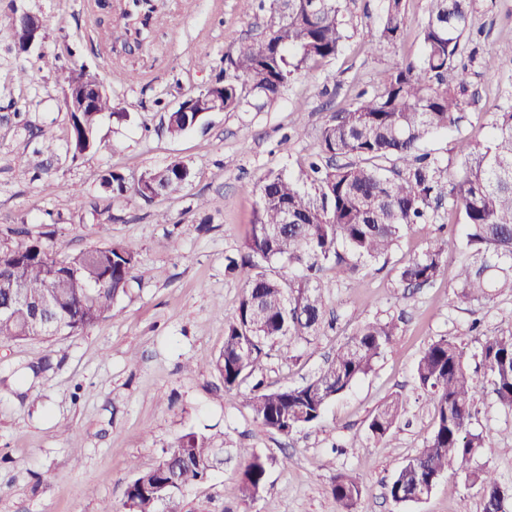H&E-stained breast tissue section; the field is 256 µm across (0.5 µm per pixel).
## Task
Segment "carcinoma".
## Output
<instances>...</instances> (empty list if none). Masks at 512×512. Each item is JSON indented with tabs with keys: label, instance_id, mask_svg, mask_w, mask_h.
I'll return each instance as SVG.
<instances>
[{
	"label": "carcinoma",
	"instance_id": "1",
	"mask_svg": "<svg viewBox=\"0 0 512 512\" xmlns=\"http://www.w3.org/2000/svg\"><path fill=\"white\" fill-rule=\"evenodd\" d=\"M404 2L384 0L371 53L400 38ZM260 7L269 11L264 34L227 46L224 75L209 96L191 101V111L169 112L168 133L176 136L197 127L201 111H262L291 78L335 56L347 38L343 0H260ZM472 13V0H429L419 62L394 64L382 89L358 93L332 116L321 131L306 182L272 172L260 178L243 252L225 258L226 270L243 280L244 292L225 324L224 346L206 362L225 391L240 390L261 370L266 349L276 341L317 331L332 288L317 272L326 264L344 272L355 269L339 247L360 263H375L388 255L405 229L434 219L435 204L452 201L462 216L464 239H437L400 267V281L415 288L434 284L448 256L463 249L467 258L457 274V306L468 309L504 292L512 294V110L498 113L486 144L460 143L453 173L419 153L428 136L455 125L465 110L462 53ZM483 67L512 72V42L484 58ZM110 111L112 100L105 95L91 111L68 114L67 149L73 156L95 146L101 116ZM190 177V169L179 163L145 173L146 183L163 197L180 193ZM102 184L118 195L127 191L125 177L113 171L103 175ZM14 234V244L0 247V263L15 287L0 288V305L14 293L33 303L46 301L54 323L69 334L83 333L114 312L134 278L137 260L119 242L60 261L42 240L24 230ZM281 259L302 267L299 279L287 283L260 271L261 263ZM59 263L67 276L63 288L56 284ZM397 334L392 320L364 321L305 384L269 390L258 381L244 394V402L257 422L279 434L313 425L331 400L372 371ZM51 336L33 327L22 307L0 313L1 346ZM480 357L479 379L466 370L461 344L452 338L435 340L422 351L415 375L424 403L432 409L433 430L389 484L392 501L415 502L443 475L463 471L482 495L483 512H505L512 490L501 486L492 472L471 470L468 464L486 447L485 437L472 428L480 396L490 394L512 409V331L484 337ZM404 413L401 398L385 400L368 422L371 437H389ZM236 454L242 464L241 497L253 502L265 488L269 459L253 448H238ZM223 456L224 447L214 437L194 430L182 433L152 467L131 465L124 512H184L183 491L207 480ZM331 494L339 512H355L362 494L359 476L337 475Z\"/></svg>",
	"mask_w": 512,
	"mask_h": 512
}]
</instances>
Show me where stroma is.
I'll return each instance as SVG.
<instances>
[{
    "instance_id": "obj_1",
    "label": "stroma",
    "mask_w": 512,
    "mask_h": 512,
    "mask_svg": "<svg viewBox=\"0 0 512 512\" xmlns=\"http://www.w3.org/2000/svg\"><path fill=\"white\" fill-rule=\"evenodd\" d=\"M401 39L379 54L369 42L379 29L383 0H349L348 37L335 57L294 77L263 111L213 112L204 126L170 135L168 111L199 93L224 71L233 41L258 37L266 15L258 0H157L159 18L145 40L127 29L128 0H0V244L23 229L48 240L67 258L112 239L137 260L117 316L88 332L0 346V512H99L121 507L131 465H154L184 431L194 428L224 444V465L204 484L184 492L187 512H337L331 484L337 474H359L358 512H483L477 487L448 474L421 502L397 504L387 486L418 453L433 429L421 404L414 368L422 350L440 337L456 338L470 372L481 370L471 331H512V294L462 310L452 302L465 251L448 256L433 286L404 288L399 269L422 254L441 232L462 235L450 207L436 221L415 224L386 258L324 279L335 286L317 335L272 346L260 374L266 386L303 383L367 319L392 317L400 331L373 370L327 405L321 420L290 436L254 420L241 398L224 390L205 363L224 344V323L244 283L225 269L250 229L258 179L274 172L303 178L322 128L363 90L380 89L394 63H415L428 0H405ZM43 21L42 40L17 52L9 28L14 14ZM512 41V0H474L466 52L483 57ZM84 67L112 98L97 147L80 157L65 149L69 136L58 72ZM25 70V83L15 74ZM469 107L421 150L456 170L460 142L483 143L497 113L512 108V74L472 65ZM57 152L46 156L45 140ZM174 162L193 177L176 197H114L107 171L136 182ZM167 212L169 223L156 221ZM197 362L188 371V362ZM398 395L406 413L382 442L370 439L368 419ZM474 423L489 447L470 461L512 487V411L492 396L477 403ZM271 460L256 502L238 494L240 446Z\"/></svg>"
}]
</instances>
